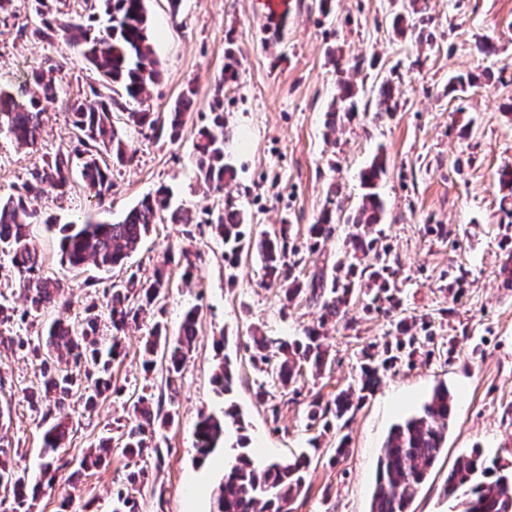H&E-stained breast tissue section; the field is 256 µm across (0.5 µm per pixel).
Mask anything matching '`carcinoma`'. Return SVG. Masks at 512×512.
<instances>
[{
	"mask_svg": "<svg viewBox=\"0 0 512 512\" xmlns=\"http://www.w3.org/2000/svg\"><path fill=\"white\" fill-rule=\"evenodd\" d=\"M99 2L107 17L102 32L91 24L96 14L63 18L52 11L48 0H31V11L38 23L31 29L26 23L16 28L18 38L61 39L66 47L79 53L103 81L112 85V95L105 98L93 88L90 98L68 99L66 120L73 129L75 147L42 159L31 172L30 180L17 192L0 200V253L10 259L16 270L18 286L27 303V308L20 312L7 300H0V325L18 317L23 319L30 312L66 306L67 282L43 275V259L30 239L32 225L39 222L49 227L57 225L56 218L43 219L34 207L42 185L47 184L64 194L76 173L93 197L103 200L112 190L110 164H128L135 157L126 133L113 123L112 112L116 109L127 112L128 127L146 126L175 141L181 136L194 104L192 97L184 94L162 118L151 112L127 110V105L141 100L148 84L160 76L150 41L147 0ZM235 73L234 62H227L210 105L209 124L198 130L194 144L197 175L217 190L236 177V169L227 159L228 139L224 132V83L233 80ZM33 84L36 86L33 91L23 86L16 90L0 87V133L27 148L35 147L41 135L42 100L52 99L60 92L56 78L45 72L36 73ZM355 96L350 85H339L337 105L329 112L328 125H335L338 112L352 114L356 109ZM382 174L384 164L379 159L362 171L361 183L366 193L351 225L350 249L331 269L319 268L308 277H301L295 271L303 264V251H318L321 241L336 233L333 209H324L309 226L303 246L297 244L288 224L280 225L271 234L263 233L245 240L244 216L231 204L202 220L223 241L224 259L229 264H234L243 248L251 249L260 260L267 286L284 287L287 302L305 295L318 309V325L307 328L302 336L292 340L253 337L256 349L253 360L266 366L265 372L273 384L286 388L296 382L304 366L318 371L327 363L329 351L320 328L340 317L356 289L365 288L372 294L371 305L376 311L383 304L389 311L399 308L398 262L390 258L389 246L382 244L381 233L375 230L384 213V202L375 192ZM159 223L194 224L196 219L181 208L171 207L170 192L161 187L131 207L116 224L87 220L62 225V262L78 268L90 261L97 269L110 272L123 265L152 225ZM169 262V258H164L155 266L152 276L144 280L132 276L126 285L103 290L106 311L112 322L109 338L99 335L101 313L97 304L92 303L85 308L86 315L77 324L62 316L55 318L36 343L27 336L8 339L9 345L28 350L39 360L40 386L31 390L27 399L31 406L46 409L44 419L50 421L43 434L46 455H54L66 443L71 422L68 401L76 398L84 409L92 410L112 389L110 368L122 354L121 334L129 322L137 321L159 301L167 288L166 265ZM199 316L200 308L188 309L174 339L169 338L164 324L159 321L154 324L143 348L145 372L154 371L159 364L167 386L174 384L191 351ZM395 329L396 350L400 352L407 347L408 356H413L418 337L411 333L412 324L402 317L395 323ZM158 355L161 356L159 362L156 361ZM364 358L368 363L362 368V392L377 384L380 371L395 366L400 360V356L392 355L376 364L369 351L364 352ZM214 384L221 394L233 391L234 373L229 361L219 365ZM454 405V394L447 385L440 383L416 413L392 426L378 458L369 512H411L419 488L445 449ZM308 407L310 421H321L325 427L334 425L340 429L346 426L355 410L349 393H340L327 402L315 397ZM133 413L134 418L124 431V450L132 457H139L148 450V435L156 432V427L170 424L174 414L162 412L154 405L151 394L138 397ZM238 423V413L232 404L224 408L221 416H201L195 426L198 460H206L224 443L228 426ZM238 447V454L218 486L215 512H291L292 502L304 489V473L310 458L300 455L261 464L254 459L248 439H239ZM7 454V449L1 447L0 484L12 486L11 512H30L29 498L57 483L58 468L54 467V461L46 462L39 479L33 482L27 474L9 467ZM111 454L112 438H102L95 451L82 458L80 468H99ZM443 494L460 500L461 512H512V473L504 472L497 460L483 457L480 450L474 448L448 471Z\"/></svg>",
	"mask_w": 512,
	"mask_h": 512,
	"instance_id": "cac0c4a2",
	"label": "carcinoma"
}]
</instances>
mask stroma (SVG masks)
<instances>
[{"instance_id": "obj_1", "label": "stroma", "mask_w": 512, "mask_h": 512, "mask_svg": "<svg viewBox=\"0 0 512 512\" xmlns=\"http://www.w3.org/2000/svg\"><path fill=\"white\" fill-rule=\"evenodd\" d=\"M147 8L161 76L148 87L141 108L168 111L191 87L197 114L175 142L146 127L128 129L135 160L113 166L112 193L104 200L91 197L75 176L66 194L48 192L38 208L65 222L90 216L115 223L146 194L166 186L173 205L191 210L198 222L188 228L153 225L127 263L104 275L89 263L78 270L62 264L58 228L34 225L42 273L68 283V307L29 314L13 327H0V334L34 338L60 315L79 322L89 303H103L104 288L126 283L133 274L150 276L163 255L176 258L184 246L193 252V278L183 284L182 264L168 266L170 286L160 311L141 315L127 328L125 355L112 366L114 393L95 411L75 406L72 430L54 459L61 480L43 489L31 512H112L117 489L138 466L148 478L131 492L137 512H212L237 438L227 437L200 462L194 428L200 415H221L230 403L261 460L308 452L305 488L292 512H369L390 427L441 382L456 396L453 425L411 512H460L442 491L458 457L479 448L488 458L512 464V290L501 286L507 256L499 245L502 227L512 219L501 208L498 184L499 172L512 169V0H331L325 10L319 0H287L288 22L277 40L268 30L279 16L268 13L263 0H182L175 18L168 0H148ZM399 15L423 27V35L397 33L393 21ZM484 42L491 44L490 53L479 52ZM229 49L237 60L236 78L224 87V122L234 138L237 178L218 192L198 182L193 142ZM52 67L62 89L45 105L36 147H17L0 135V198L30 180L43 157L74 146L65 103L99 83L61 41L20 39L14 29L0 26V85L23 83L32 72ZM458 75L475 81L449 91ZM343 80L357 92V110L337 114L331 135L328 113ZM386 83L396 105L381 114L377 103ZM378 155L386 166L377 185L385 203L379 228L400 263L401 305L387 315L370 312L368 296L355 295L345 324L325 327L326 368L306 374L291 390L268 386L251 362L253 331L299 336L314 323L316 311L301 298L284 306L280 290L263 286L255 254L242 253L228 264L223 243L202 219L229 200L244 216L246 236L287 222L303 240L323 209L332 207L336 234L305 263L310 271L333 265L364 193L360 174ZM432 224L445 225L449 241L429 233ZM452 265L467 272L458 297L444 287L443 274ZM96 276L101 287H87V279ZM195 305L201 309L198 336L171 390L161 371H144L143 343L159 320L177 333L184 311ZM420 315L428 318L429 338L412 360L385 373L343 432L310 426L309 401H328L357 387L364 350L382 353L394 339L397 318ZM225 358L236 370L227 396L213 382ZM39 384L36 359L0 344V409L8 416L0 433L11 445L14 468L32 476L46 461L44 412L26 398ZM263 384L268 394L261 401L255 393ZM144 393L159 398L175 418L152 438L160 455L135 459L123 454L119 428ZM104 435L113 438L108 466L79 470L84 454ZM342 436L349 452L339 458L335 448Z\"/></svg>"}]
</instances>
